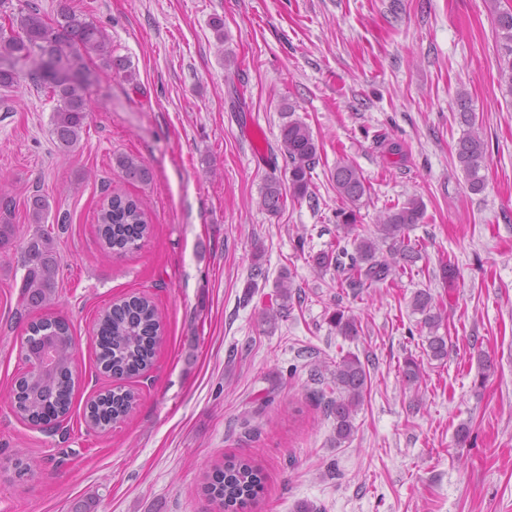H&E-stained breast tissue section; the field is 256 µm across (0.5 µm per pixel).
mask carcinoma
<instances>
[{
	"label": "carcinoma",
	"instance_id": "carcinoma-1",
	"mask_svg": "<svg viewBox=\"0 0 512 512\" xmlns=\"http://www.w3.org/2000/svg\"><path fill=\"white\" fill-rule=\"evenodd\" d=\"M496 33L501 40L498 58L500 77L512 90V11L494 10ZM99 54L116 73L131 79L127 61L108 51L107 35L86 15L60 5L57 17L45 21L33 0H25L18 14L10 17L9 29L0 27V86L12 85L19 78L17 65L30 66L50 89L56 101L52 114V135L58 149L69 153L80 140L87 113L90 112L88 85L82 78L86 72L85 57ZM457 115L463 133L455 155L465 174L469 190L485 189L489 156L488 145L475 123L468 92L460 90L456 97ZM290 119L280 129V150L288 165L290 195L296 199L309 194L311 172L318 157V141L311 128L293 118V107H286ZM117 166L133 181L147 182L152 170L133 155H120ZM338 197L347 205L338 212L339 229L351 240L353 251L345 246L317 253L313 262L320 272L330 268L345 276L346 286L361 288L365 284L384 283L417 261L422 251L406 237L410 228L424 216V203L417 197L401 205L379 211L375 227L377 236L361 233L357 224L362 199L370 195L365 177L347 160L336 162L331 171ZM284 205L279 181H268L261 193L260 206L271 214ZM49 211L46 197L35 194L28 202V213L35 230L26 245V273L23 277L19 306L35 307L51 300L57 276L55 239L44 222ZM98 236L103 251L121 255L138 247V241L150 233L142 202L132 196L112 193L97 212ZM412 311L422 315L421 327L427 330V354L435 360L448 357V337L438 334L444 317L435 298L427 290L414 293ZM338 335L353 339L358 336L357 319L338 308L330 315ZM100 332L99 361L103 369L118 378L147 372L153 365L155 348L164 333L163 318L154 302L140 295H131L104 310L98 318ZM29 340L21 348L22 360L35 362L43 348L51 350L45 370L17 376L9 392L12 407L23 419L40 425L48 419V410L55 417L66 416L72 404L74 381L71 365L74 338L67 321L44 318L33 321L28 328ZM336 397L326 407L336 422V444L350 439L356 426L355 415L362 405L368 386V373L358 356L348 352L336 362L331 372ZM404 383L413 388L421 380V368L412 358L404 361ZM136 393L130 389L100 398L85 414L91 428H105L124 421L136 404ZM263 488L261 470L246 459L218 460L206 473L203 494L211 512H243Z\"/></svg>",
	"mask_w": 512,
	"mask_h": 512
}]
</instances>
